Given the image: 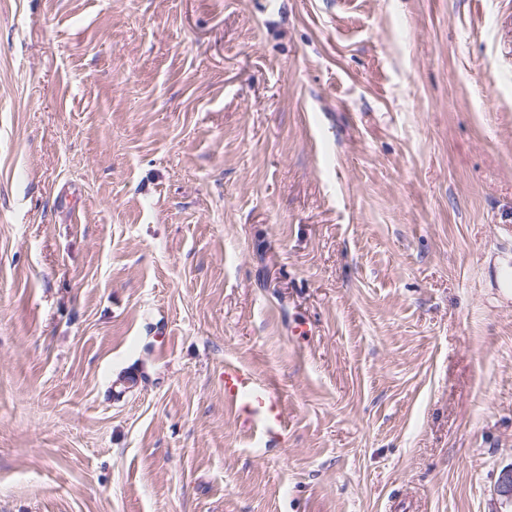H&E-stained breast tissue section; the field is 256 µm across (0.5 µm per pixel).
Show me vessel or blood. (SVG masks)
I'll return each instance as SVG.
<instances>
[{
    "label": "vessel or blood",
    "instance_id": "b4317fda",
    "mask_svg": "<svg viewBox=\"0 0 512 512\" xmlns=\"http://www.w3.org/2000/svg\"><path fill=\"white\" fill-rule=\"evenodd\" d=\"M224 402L230 407L244 431L258 436L261 443L280 440L286 420L280 395L274 383L259 380L244 367H224Z\"/></svg>",
    "mask_w": 512,
    "mask_h": 512
}]
</instances>
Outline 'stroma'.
Returning <instances> with one entry per match:
<instances>
[{"mask_svg": "<svg viewBox=\"0 0 512 512\" xmlns=\"http://www.w3.org/2000/svg\"><path fill=\"white\" fill-rule=\"evenodd\" d=\"M507 269L512 0H0V512H512ZM224 402L230 407L240 428L258 436L265 446L284 437L286 420L277 387L259 380L244 367L224 366Z\"/></svg>", "mask_w": 512, "mask_h": 512, "instance_id": "obj_1", "label": "stroma"}]
</instances>
